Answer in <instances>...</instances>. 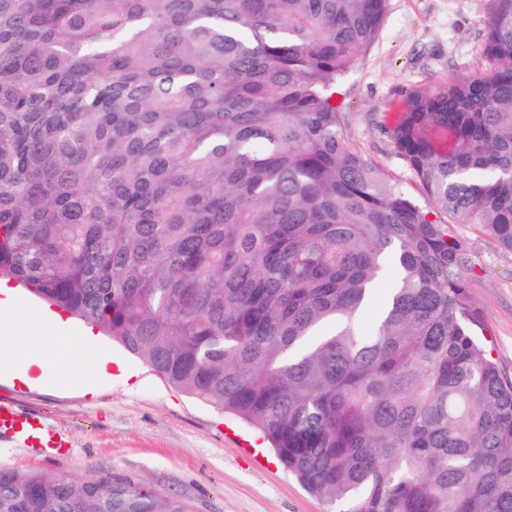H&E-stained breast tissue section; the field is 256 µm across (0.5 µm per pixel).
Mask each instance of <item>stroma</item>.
<instances>
[{
  "label": "stroma",
  "instance_id": "1",
  "mask_svg": "<svg viewBox=\"0 0 512 512\" xmlns=\"http://www.w3.org/2000/svg\"><path fill=\"white\" fill-rule=\"evenodd\" d=\"M484 0H389L386 22L368 53L337 88L349 144L381 167L424 211L422 183L392 150L386 133L413 91L485 69ZM474 267L469 295L487 328L492 355L512 381V250L473 224L454 225ZM125 360L130 373L99 379L98 355ZM38 416L70 448L64 460L0 437V466L79 479L130 478L192 512H328L235 417L174 388L109 337L87 348L73 372L48 363L41 381L22 385L0 372V402Z\"/></svg>",
  "mask_w": 512,
  "mask_h": 512
}]
</instances>
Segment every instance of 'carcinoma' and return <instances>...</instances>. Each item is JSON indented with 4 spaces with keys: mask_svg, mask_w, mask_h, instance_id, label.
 Listing matches in <instances>:
<instances>
[{
    "mask_svg": "<svg viewBox=\"0 0 512 512\" xmlns=\"http://www.w3.org/2000/svg\"><path fill=\"white\" fill-rule=\"evenodd\" d=\"M485 2L486 70L411 93L388 134L436 211L512 250V0ZM388 3L0 0V276L252 424L331 508L512 512L470 255L335 103ZM0 512L191 508L0 468Z\"/></svg>",
    "mask_w": 512,
    "mask_h": 512,
    "instance_id": "1",
    "label": "carcinoma"
}]
</instances>
